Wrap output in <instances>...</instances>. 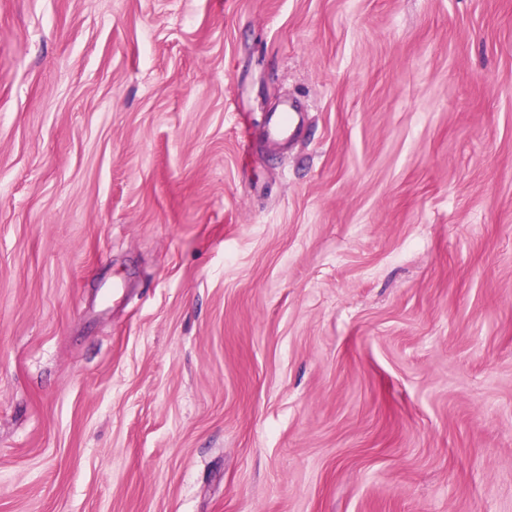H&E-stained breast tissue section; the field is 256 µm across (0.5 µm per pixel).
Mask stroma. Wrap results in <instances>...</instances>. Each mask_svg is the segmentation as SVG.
Here are the masks:
<instances>
[{"label": "stroma", "instance_id": "1", "mask_svg": "<svg viewBox=\"0 0 512 512\" xmlns=\"http://www.w3.org/2000/svg\"><path fill=\"white\" fill-rule=\"evenodd\" d=\"M0 512H512V0H0ZM298 112H294L290 103L280 112H270L266 117V136L274 143L288 142L296 128Z\"/></svg>", "mask_w": 512, "mask_h": 512}]
</instances>
